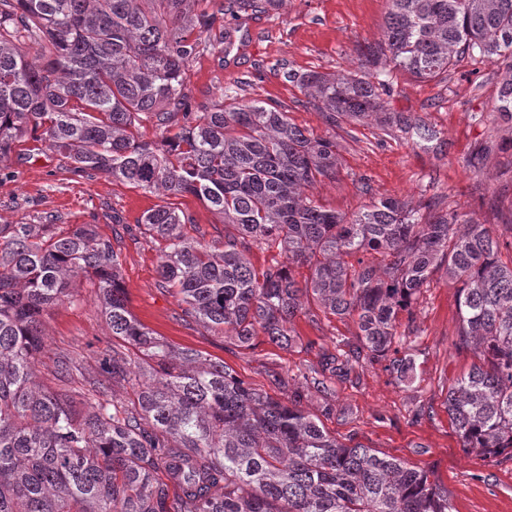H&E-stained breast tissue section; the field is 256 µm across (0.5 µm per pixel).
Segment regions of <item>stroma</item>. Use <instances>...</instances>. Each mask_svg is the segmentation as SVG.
I'll return each mask as SVG.
<instances>
[{
  "label": "stroma",
  "mask_w": 512,
  "mask_h": 512,
  "mask_svg": "<svg viewBox=\"0 0 512 512\" xmlns=\"http://www.w3.org/2000/svg\"><path fill=\"white\" fill-rule=\"evenodd\" d=\"M387 0H283L279 9L252 17L225 15L230 48L207 39L188 66L184 83L191 108L199 112L222 98L275 102L297 126L317 138L336 141L339 173L312 190L330 209L352 213L371 200L394 196L417 204L434 201L483 224L512 217V125L494 108L501 78L494 64L463 58L448 74L421 81L394 72L382 96L384 111L411 117L435 130L417 144L398 127L376 122L329 126L292 81V74H338L358 66L360 45L379 41ZM483 164L471 159L481 147ZM67 161L47 147L26 141L0 163V224H92L120 256L121 282L136 319L171 344L224 360L239 377L277 398H288L303 373L319 367L322 355L353 341L355 323L323 312L299 314L292 348L279 350L265 336L251 345L206 331L180 319L176 298L162 289L159 246L138 227L146 211L164 197L101 176L77 178ZM206 242H222L224 226L199 199L173 197ZM78 304H62L43 317L45 349L37 358L38 381L82 404L100 354L110 339L97 293L79 282ZM458 286L436 273L415 304V321L399 346L415 356L416 379L398 384L381 361H361L348 378H332L313 394L309 407L326 430L353 439L379 454L433 470L448 489L453 512H512V455L484 459L462 448L445 408L448 388L474 362L458 349ZM73 363L59 377L56 361Z\"/></svg>",
  "instance_id": "1"
}]
</instances>
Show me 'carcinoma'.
Here are the masks:
<instances>
[{
	"mask_svg": "<svg viewBox=\"0 0 512 512\" xmlns=\"http://www.w3.org/2000/svg\"><path fill=\"white\" fill-rule=\"evenodd\" d=\"M211 2L0 0V163L30 137L68 159L73 176L203 201L236 228L220 248L189 236L193 220L175 207L138 219L160 244V287L185 319L242 346L261 333L289 347L293 319L313 304L351 318L356 342L323 354L332 377L385 360L395 381L411 383L416 363L399 355L398 328L443 272L459 285L458 345L475 358L448 389V416L467 451L512 452V259L502 260L512 239L429 202L389 196L352 214L326 209L309 190L336 179V142L266 102L189 111L183 74L203 34L229 38L224 12H267L281 0L193 9ZM388 2L361 70L297 76L330 126L372 119L433 139L382 111L387 77L433 80L465 56L502 71L494 111L512 124V0ZM143 115L160 143L138 137ZM254 245L283 261L256 268ZM120 267L93 224H0V512H452L434 472L325 430L303 406L323 381L306 378L281 400L155 335L128 309ZM79 280L97 290L120 342L105 348L83 416L36 374L43 313L78 303ZM112 382L129 387L127 398H109Z\"/></svg>",
	"mask_w": 512,
	"mask_h": 512,
	"instance_id": "cac0c4a2",
	"label": "carcinoma"
}]
</instances>
